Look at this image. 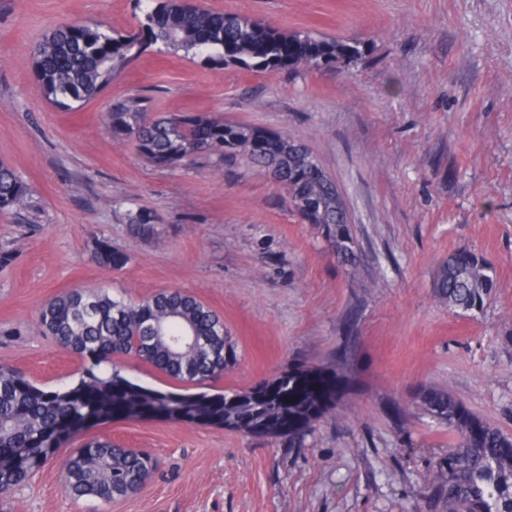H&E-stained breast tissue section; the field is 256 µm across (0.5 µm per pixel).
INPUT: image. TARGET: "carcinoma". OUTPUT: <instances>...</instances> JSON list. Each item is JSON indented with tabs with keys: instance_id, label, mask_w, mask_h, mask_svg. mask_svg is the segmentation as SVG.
<instances>
[{
	"instance_id": "obj_1",
	"label": "carcinoma",
	"mask_w": 512,
	"mask_h": 512,
	"mask_svg": "<svg viewBox=\"0 0 512 512\" xmlns=\"http://www.w3.org/2000/svg\"><path fill=\"white\" fill-rule=\"evenodd\" d=\"M183 54L211 65L247 71L330 69L361 59L364 43L282 32L237 13L213 12L189 0H147L138 28L118 32L101 24H65L46 35L33 53L47 101L76 110L100 95L112 78L149 49ZM117 142H133L157 168L209 154L242 155L276 170L294 210L314 224L342 256L354 255V238L336 189L319 178L321 166L306 153L288 158V137L208 114H153L139 97L112 104L105 116ZM27 187L0 163V212L20 205ZM95 257L118 269L126 254L107 240ZM435 294L451 309H483L498 288L495 269L461 248L448 255L435 279ZM42 333L82 361L74 384L49 389L23 372L0 365V496L28 482L80 433L114 420H164L216 427L246 435L300 443L314 424L336 408L342 379L336 371L304 365L247 390L209 392L210 383L237 358L224 321L194 296L165 290L138 301L74 289L48 299L38 313ZM134 356L181 383L179 389L141 385L115 364ZM426 414L448 426L455 442L436 458L422 496L431 512H512V435L469 410L445 388L416 394ZM157 462L145 450L92 438L70 448L65 482L72 497L109 503L141 490Z\"/></svg>"
}]
</instances>
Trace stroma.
<instances>
[{
	"label": "stroma",
	"mask_w": 512,
	"mask_h": 512,
	"mask_svg": "<svg viewBox=\"0 0 512 512\" xmlns=\"http://www.w3.org/2000/svg\"><path fill=\"white\" fill-rule=\"evenodd\" d=\"M285 32L358 40L329 70L249 72L145 52L97 99L62 112L32 48L64 22L136 26L135 0H0V163L27 187L0 212V364L47 388L81 362L41 333L42 303L74 289L137 301L167 289L224 320L237 360L213 389L244 390L294 365L343 377L336 410L301 446L164 421L96 436L145 449L151 482L109 504L73 499L56 457L0 512H426L421 486L453 435L415 403L449 389L512 434V0H201ZM206 112L288 134L335 181L355 240L344 262L242 156L157 169L103 117ZM153 217L149 233L129 211ZM108 240L117 270L94 258ZM467 248L495 269L482 311L449 309L437 268ZM95 257L99 264L112 269L121 268L127 261L126 254L112 247V243L107 240L98 241L95 249Z\"/></svg>",
	"instance_id": "obj_1"
}]
</instances>
